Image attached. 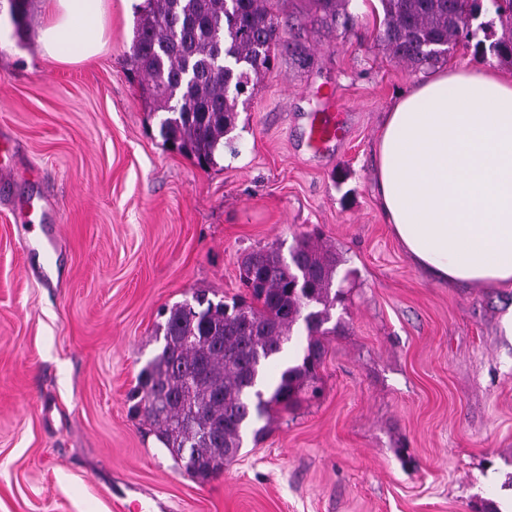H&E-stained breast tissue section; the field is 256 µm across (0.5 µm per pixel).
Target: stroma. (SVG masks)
<instances>
[{"instance_id": "obj_1", "label": "stroma", "mask_w": 512, "mask_h": 512, "mask_svg": "<svg viewBox=\"0 0 512 512\" xmlns=\"http://www.w3.org/2000/svg\"><path fill=\"white\" fill-rule=\"evenodd\" d=\"M109 0L110 37L74 65L37 45L46 0L15 27L0 0V512H474L512 502V292L431 280L391 235L374 151L386 114L425 72L392 58L383 14L352 0L353 24L312 0H270L283 33L214 165L169 149L125 56L135 7ZM512 28L484 12L444 67ZM337 104L345 137L310 148ZM58 246L26 248L42 225ZM342 263L319 370L324 395L278 414L223 473L202 482L131 411L159 351L160 308L241 289L248 252L302 235Z\"/></svg>"}]
</instances>
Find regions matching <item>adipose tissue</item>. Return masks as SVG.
<instances>
[{"mask_svg": "<svg viewBox=\"0 0 512 512\" xmlns=\"http://www.w3.org/2000/svg\"><path fill=\"white\" fill-rule=\"evenodd\" d=\"M108 31L105 0H49L38 43L78 64ZM376 157L381 210L417 267L512 289V82L488 66L435 72L388 112Z\"/></svg>", "mask_w": 512, "mask_h": 512, "instance_id": "ef3b65f1", "label": "adipose tissue"}]
</instances>
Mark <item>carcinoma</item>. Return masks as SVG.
I'll list each match as a JSON object with an SVG mask.
<instances>
[{
  "mask_svg": "<svg viewBox=\"0 0 512 512\" xmlns=\"http://www.w3.org/2000/svg\"><path fill=\"white\" fill-rule=\"evenodd\" d=\"M349 0H314L316 10L334 22L354 21ZM382 42L392 58L417 70L448 60L461 31L457 18L473 17L479 0H379ZM282 41L279 22L268 0H144L127 55L131 73L140 78L145 107L164 112L160 133L170 148L201 166L224 152V137L237 119L239 89L269 70L272 50ZM492 53L512 61V31L474 54ZM184 111L172 112V98ZM340 259L336 251L302 237L283 254L268 248L248 254L246 268L251 301L231 302L193 295L196 317L178 302L163 311L156 332L163 347L138 375L148 388L134 405L157 441L175 463L190 457L185 471L204 482L224 472L242 445L243 431L254 424L250 403L262 382V362L274 358L301 324L307 346L301 362L283 370L267 385L254 439L267 431L274 412L294 408L307 392L318 394L317 370L331 310L341 300L333 290Z\"/></svg>",
  "mask_w": 512,
  "mask_h": 512,
  "instance_id": "cac0c4a2",
  "label": "carcinoma"
}]
</instances>
